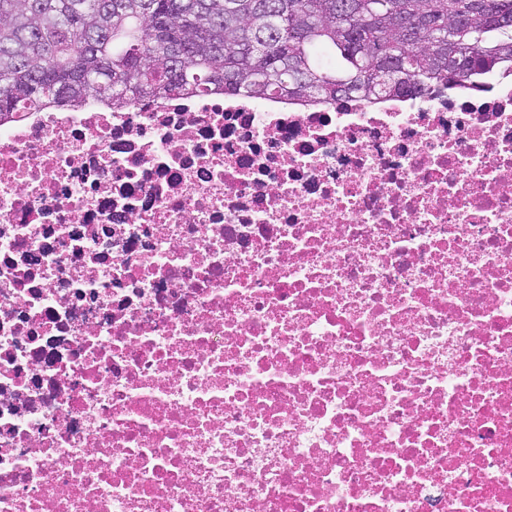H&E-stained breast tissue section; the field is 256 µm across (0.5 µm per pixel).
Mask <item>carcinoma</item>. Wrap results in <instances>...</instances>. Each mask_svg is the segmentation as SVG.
Masks as SVG:
<instances>
[{
	"label": "carcinoma",
	"mask_w": 512,
	"mask_h": 512,
	"mask_svg": "<svg viewBox=\"0 0 512 512\" xmlns=\"http://www.w3.org/2000/svg\"><path fill=\"white\" fill-rule=\"evenodd\" d=\"M512 77V0H0V116L224 90L301 102Z\"/></svg>",
	"instance_id": "1"
}]
</instances>
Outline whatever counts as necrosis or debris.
Here are the masks:
<instances>
[{"instance_id":"obj_1","label":"necrosis or debris","mask_w":512,"mask_h":512,"mask_svg":"<svg viewBox=\"0 0 512 512\" xmlns=\"http://www.w3.org/2000/svg\"><path fill=\"white\" fill-rule=\"evenodd\" d=\"M0 512H512V80L1 120Z\"/></svg>"}]
</instances>
